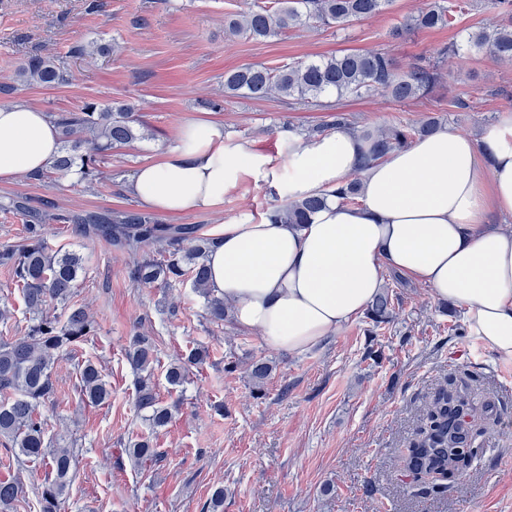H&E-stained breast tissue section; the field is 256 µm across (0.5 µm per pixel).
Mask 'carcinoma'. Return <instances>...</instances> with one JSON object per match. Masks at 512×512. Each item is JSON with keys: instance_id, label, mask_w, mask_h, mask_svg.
<instances>
[{"instance_id": "obj_1", "label": "carcinoma", "mask_w": 512, "mask_h": 512, "mask_svg": "<svg viewBox=\"0 0 512 512\" xmlns=\"http://www.w3.org/2000/svg\"><path fill=\"white\" fill-rule=\"evenodd\" d=\"M391 0H274L276 8L251 10L227 22L225 31L233 36L253 39L275 37L290 28L305 24L343 29L351 22L374 17L387 9ZM499 23L490 30L470 36L476 48H485L500 59H512V0H489ZM454 10L438 2L428 4L408 19L401 31L410 32L451 25ZM109 50V45L79 42L72 53L79 57ZM441 79L440 68L414 64L399 68L386 52L341 51L335 55L290 63L273 72L259 65H246L224 75V91L252 98L276 94L302 103L323 106L328 94H372L386 91L393 99L407 101L428 93ZM16 80L21 83L55 84L64 81L63 73L48 59L34 55L19 67ZM51 118L59 129L61 148L51 171L27 175L42 182L50 174L66 176L78 172L80 181L93 187L100 183L98 156L123 147L139 136L135 113L125 107H100L88 103L76 111L53 112ZM347 129L362 144V164L382 159L403 148L413 139L432 133L438 120L428 116L417 123H393L377 130L356 129L344 113L319 126ZM361 181L357 177L329 192L344 204H354L360 197ZM326 195L301 201L284 202L274 208L285 224H307L309 216L322 207ZM3 210L21 217L25 233L15 244L0 246V267L10 271L20 289L30 324L25 335L0 342V439L27 460H42L50 476L41 486L40 512H59L68 489L77 458L72 450L54 447L47 438V423L40 407L55 394L54 376L59 363L71 347L84 342L96 331L94 318L81 306L71 302L74 289L85 273V258L70 250H54L48 236L54 224H73L79 234L104 243L127 255L128 278L137 284H157L169 288L190 284L193 293L204 299L207 319L224 323L229 317L224 298L217 296L209 283L206 255L212 244L200 233L198 224H161L144 212L90 211L58 213L47 202L35 206L26 196H16ZM61 306L62 313H50V306ZM392 293L377 294L364 313L366 334L376 336L394 319ZM206 351L196 348L189 355L169 365L167 383L176 388L187 382L191 368L203 364ZM126 359L137 376L135 406L145 413L153 429L164 428L172 419V407L159 402L153 381L157 361L155 346L139 334L131 337ZM82 396L91 404L108 402L112 390L92 361L79 368ZM474 407L471 396L464 393H439L429 414V424L409 446L405 467L418 477L463 473L469 458L460 449L470 448L473 434L464 417ZM133 465L158 455L147 439L134 442L126 449ZM24 494L23 485L15 480H0V509L5 510Z\"/></svg>"}]
</instances>
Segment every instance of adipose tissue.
Returning a JSON list of instances; mask_svg holds the SVG:
<instances>
[{
    "instance_id": "ef3b65f1",
    "label": "adipose tissue",
    "mask_w": 512,
    "mask_h": 512,
    "mask_svg": "<svg viewBox=\"0 0 512 512\" xmlns=\"http://www.w3.org/2000/svg\"><path fill=\"white\" fill-rule=\"evenodd\" d=\"M59 147L46 112L23 100L0 105V183L49 170ZM360 154L345 130L289 134L281 157L225 138L222 122L197 120L137 169L128 190L167 215L213 210L247 179L292 202L327 194L306 224L269 211L211 232V287L237 326L260 330L273 348L311 351L362 315L393 268L463 308L469 329L512 359V110L477 138L442 127L365 168ZM357 170L360 200L347 205L332 192Z\"/></svg>"
}]
</instances>
